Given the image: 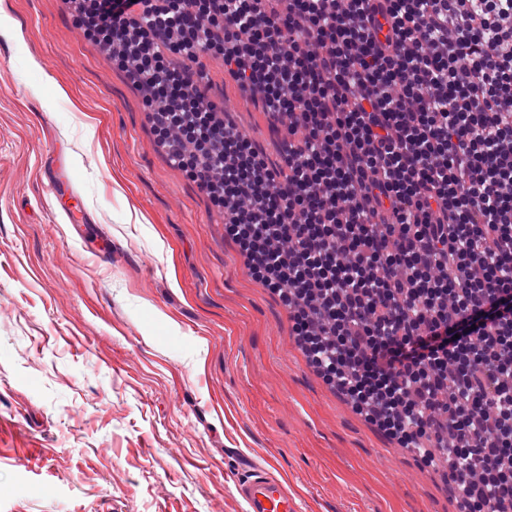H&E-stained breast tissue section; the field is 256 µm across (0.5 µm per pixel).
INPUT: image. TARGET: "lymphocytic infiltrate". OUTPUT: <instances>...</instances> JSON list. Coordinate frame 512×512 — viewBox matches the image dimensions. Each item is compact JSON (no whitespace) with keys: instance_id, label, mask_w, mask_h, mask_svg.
Segmentation results:
<instances>
[{"instance_id":"lymphocytic-infiltrate-1","label":"lymphocytic infiltrate","mask_w":512,"mask_h":512,"mask_svg":"<svg viewBox=\"0 0 512 512\" xmlns=\"http://www.w3.org/2000/svg\"><path fill=\"white\" fill-rule=\"evenodd\" d=\"M309 365L512 512V0H73ZM260 101L271 166L204 58Z\"/></svg>"}]
</instances>
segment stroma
Here are the masks:
<instances>
[{"label": "stroma", "mask_w": 512, "mask_h": 512, "mask_svg": "<svg viewBox=\"0 0 512 512\" xmlns=\"http://www.w3.org/2000/svg\"><path fill=\"white\" fill-rule=\"evenodd\" d=\"M0 1L23 33L0 34V512H244L234 482L257 466L299 512H458L446 471L308 366L223 211L171 165L141 90L68 0ZM211 76L214 100L277 161L261 109ZM53 154L69 161L85 236L50 189ZM131 209L147 223H127Z\"/></svg>", "instance_id": "35a3bbf8"}]
</instances>
